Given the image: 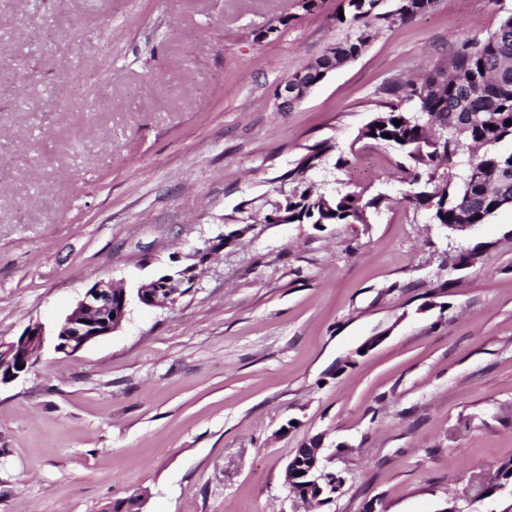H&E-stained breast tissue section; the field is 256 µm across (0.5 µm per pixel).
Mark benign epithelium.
Here are the masks:
<instances>
[{"mask_svg": "<svg viewBox=\"0 0 512 512\" xmlns=\"http://www.w3.org/2000/svg\"><path fill=\"white\" fill-rule=\"evenodd\" d=\"M323 59L328 62L324 70L315 62L306 64L283 81L277 90L279 108L286 112L299 102L318 82L326 71L336 70V50L330 48ZM224 251L221 237L207 238L199 246L193 247V256L210 260ZM196 281L184 278L180 269H171L157 274L140 283L136 289L138 301L146 306L156 307L174 304L193 288ZM130 299L126 288L110 281L100 280L87 290L82 300L57 326L52 334L54 350L61 353H75L92 341L119 329L130 313ZM47 342L45 327L34 323L26 328L15 341L0 343V382L12 380L31 369L36 363ZM22 368H17V365ZM302 455L309 462V469L302 475L306 483L302 485L306 498H321L324 488L313 478V472L324 468V449L319 443L303 449Z\"/></svg>", "mask_w": 512, "mask_h": 512, "instance_id": "obj_1", "label": "benign epithelium"}]
</instances>
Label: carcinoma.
I'll use <instances>...</instances> for the list:
<instances>
[{
	"label": "carcinoma",
	"mask_w": 512,
	"mask_h": 512,
	"mask_svg": "<svg viewBox=\"0 0 512 512\" xmlns=\"http://www.w3.org/2000/svg\"><path fill=\"white\" fill-rule=\"evenodd\" d=\"M344 18L336 22L352 30L335 44L336 65L354 59L379 25L404 24L431 12L438 0H344ZM384 110L361 131L376 145L396 147L412 165L408 200L427 202L440 195L438 224H485L498 210L512 206V13L483 39L471 38L425 69L421 79L396 88ZM400 121L395 125L394 121ZM390 137H384V134ZM475 145L458 180L438 174L439 163ZM335 145L322 140L305 152L280 178V206L268 209L265 221L288 216L290 224H366L385 196L336 189L316 192L310 178L314 167L332 155Z\"/></svg>",
	"instance_id": "cac0c4a2"
}]
</instances>
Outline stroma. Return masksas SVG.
I'll return each instance as SVG.
<instances>
[{
  "label": "stroma",
  "mask_w": 512,
  "mask_h": 512,
  "mask_svg": "<svg viewBox=\"0 0 512 512\" xmlns=\"http://www.w3.org/2000/svg\"><path fill=\"white\" fill-rule=\"evenodd\" d=\"M341 3L0 0V343L54 330L97 280L136 287L251 227L176 304L0 383V512L134 494L142 512H512V482L469 487L512 460V208L447 230L408 201L404 156L359 137L512 0L381 27L280 111V83L348 37ZM324 139L349 164L313 180L385 203L364 224L262 223ZM313 439L345 483L296 507L285 467Z\"/></svg>",
  "instance_id": "obj_1"
}]
</instances>
